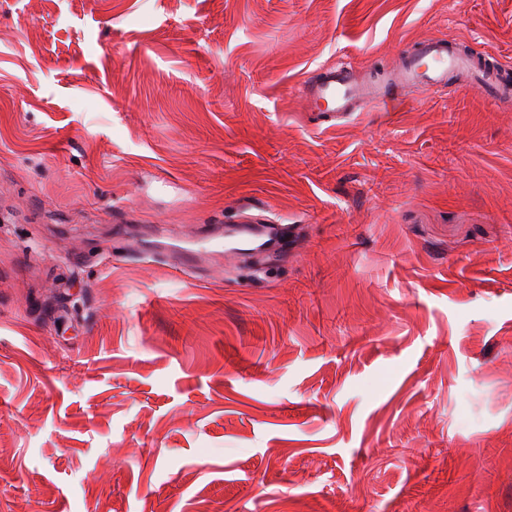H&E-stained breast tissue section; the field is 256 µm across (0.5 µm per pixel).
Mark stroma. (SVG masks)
I'll return each mask as SVG.
<instances>
[{
	"label": "stroma",
	"mask_w": 512,
	"mask_h": 512,
	"mask_svg": "<svg viewBox=\"0 0 512 512\" xmlns=\"http://www.w3.org/2000/svg\"><path fill=\"white\" fill-rule=\"evenodd\" d=\"M426 39L512 81V0H0V512H512V103L298 92ZM347 66L320 68L321 75L306 79L299 92L310 112H325L331 117L342 118L355 112V104L368 98L373 107L385 112H395L405 105L406 99L394 92H381L360 87L351 81ZM236 232L233 236H247L260 239V243L251 248H225L224 241L220 240V235H215L213 242L207 247H201L198 250L185 251L173 259L172 267L176 271H184L193 267L199 255L204 251L218 252L223 251L226 255H245L257 261H268L271 254L281 245L286 235V228L282 224H241L235 227Z\"/></svg>",
	"instance_id": "35a3bbf8"
}]
</instances>
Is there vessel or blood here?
<instances>
[{"mask_svg":"<svg viewBox=\"0 0 512 512\" xmlns=\"http://www.w3.org/2000/svg\"><path fill=\"white\" fill-rule=\"evenodd\" d=\"M457 76L464 77L466 88H482L500 101H512V85L493 80L488 66L478 65L465 52L442 40L420 43L417 52L405 59L401 70L390 78V91L362 88L351 81L346 67L328 66L321 75L306 79L299 92L309 111L342 118L353 112L356 102L363 98L383 111H397L405 104L404 98L396 92L397 87L404 84L444 85ZM236 233L257 238V245L245 249L244 254L254 260L265 261L281 245L286 229L281 224H241L237 226Z\"/></svg>","mask_w":512,"mask_h":512,"instance_id":"vessel-or-blood-1","label":"vessel or blood"}]
</instances>
